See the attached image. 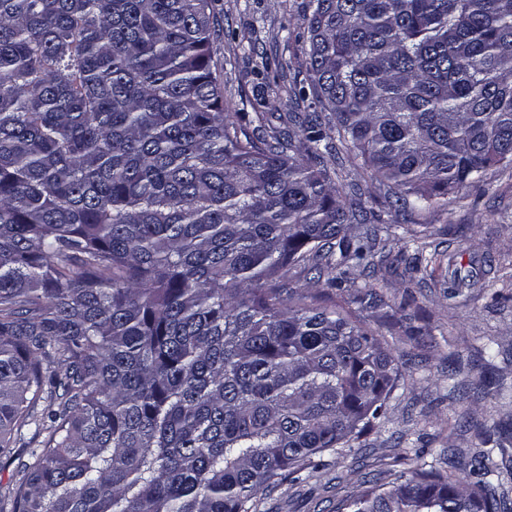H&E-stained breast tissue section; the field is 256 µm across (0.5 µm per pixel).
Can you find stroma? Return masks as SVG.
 Listing matches in <instances>:
<instances>
[{
    "label": "stroma",
    "mask_w": 512,
    "mask_h": 512,
    "mask_svg": "<svg viewBox=\"0 0 512 512\" xmlns=\"http://www.w3.org/2000/svg\"><path fill=\"white\" fill-rule=\"evenodd\" d=\"M305 0H215L221 32L212 51L222 65L224 97L252 125L287 115L288 87L307 83L301 24ZM344 181L358 184L383 222L374 273L352 266L343 290L289 270L292 291L341 301L373 288L382 307L361 312L398 359L402 375L384 415L360 439L312 457L297 481L279 480L256 495V512H331L361 489L359 464L379 483L420 467L447 469L489 451V480L512 500V165L490 167L482 182L449 196L443 209L393 217L394 194L360 157L342 150ZM460 275L456 298L448 281Z\"/></svg>",
    "instance_id": "stroma-1"
}]
</instances>
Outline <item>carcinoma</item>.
<instances>
[{
    "mask_svg": "<svg viewBox=\"0 0 512 512\" xmlns=\"http://www.w3.org/2000/svg\"><path fill=\"white\" fill-rule=\"evenodd\" d=\"M213 2L0 0V461L47 432L0 512H251L401 376L281 280L373 265L381 219L326 158L420 211L512 164V0H308L292 94L329 117L288 113L300 139L228 111ZM487 460L333 512H507Z\"/></svg>",
    "mask_w": 512,
    "mask_h": 512,
    "instance_id": "cac0c4a2",
    "label": "carcinoma"
}]
</instances>
